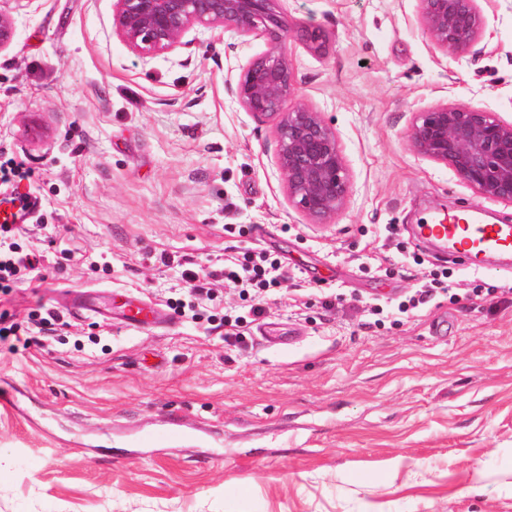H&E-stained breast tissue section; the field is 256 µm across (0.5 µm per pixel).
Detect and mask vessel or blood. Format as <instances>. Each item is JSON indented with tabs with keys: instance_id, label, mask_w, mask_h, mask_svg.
<instances>
[{
	"instance_id": "obj_1",
	"label": "vessel or blood",
	"mask_w": 512,
	"mask_h": 512,
	"mask_svg": "<svg viewBox=\"0 0 512 512\" xmlns=\"http://www.w3.org/2000/svg\"><path fill=\"white\" fill-rule=\"evenodd\" d=\"M420 233L474 261L512 255V224L482 223L472 213L435 216L421 225ZM154 316V309L129 301L123 307L121 319L127 328L140 329Z\"/></svg>"
}]
</instances>
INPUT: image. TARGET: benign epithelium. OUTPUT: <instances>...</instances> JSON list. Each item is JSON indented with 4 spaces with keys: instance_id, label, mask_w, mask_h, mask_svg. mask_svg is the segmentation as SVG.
Listing matches in <instances>:
<instances>
[{
    "instance_id": "1",
    "label": "benign epithelium",
    "mask_w": 512,
    "mask_h": 512,
    "mask_svg": "<svg viewBox=\"0 0 512 512\" xmlns=\"http://www.w3.org/2000/svg\"><path fill=\"white\" fill-rule=\"evenodd\" d=\"M281 0H115L113 23L124 45L145 57L188 47L195 27H233L260 35L266 49L231 88L261 122H274L277 160L288 204L314 224H326L343 207L350 178L335 132L321 112L298 99L291 37L322 47L318 28L290 27ZM418 21L439 50L461 59L486 35L488 16L478 0H418ZM15 20L0 10V50L15 38ZM410 148L448 166L480 196L512 203V120L489 108L440 103L415 113Z\"/></svg>"
}]
</instances>
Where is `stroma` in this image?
Here are the masks:
<instances>
[{"instance_id": "stroma-1", "label": "stroma", "mask_w": 512, "mask_h": 512, "mask_svg": "<svg viewBox=\"0 0 512 512\" xmlns=\"http://www.w3.org/2000/svg\"><path fill=\"white\" fill-rule=\"evenodd\" d=\"M489 34L456 61L418 0H282L300 96L335 130L350 194L329 223L289 206L271 123L228 88L265 49L234 28L150 58L113 28L114 0H34L0 50V160L36 201L19 244L43 256L0 291V512H512V267L473 269L415 233L423 217L512 204L479 197L411 150L438 103L512 119V0H479ZM250 248L286 277L224 341L223 282L185 269ZM449 271L409 318L398 301ZM133 295L166 323L134 330L74 309L73 292ZM56 320L40 334L47 313ZM179 423L186 442L144 443ZM479 482L480 493L469 492Z\"/></svg>"}]
</instances>
